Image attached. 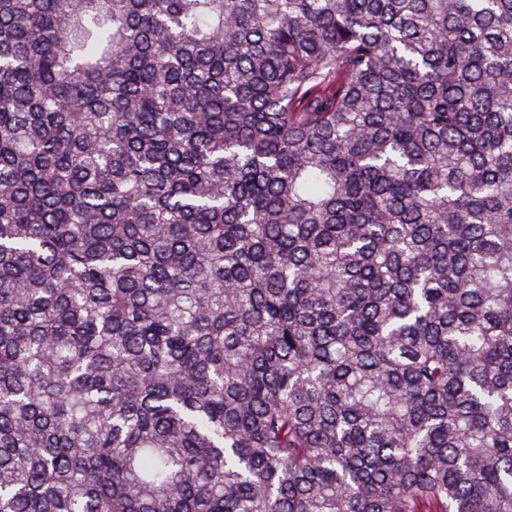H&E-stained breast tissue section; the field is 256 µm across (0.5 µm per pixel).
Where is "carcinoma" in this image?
<instances>
[{"label": "carcinoma", "mask_w": 512, "mask_h": 512, "mask_svg": "<svg viewBox=\"0 0 512 512\" xmlns=\"http://www.w3.org/2000/svg\"><path fill=\"white\" fill-rule=\"evenodd\" d=\"M0 512H512V0H0Z\"/></svg>", "instance_id": "obj_1"}]
</instances>
